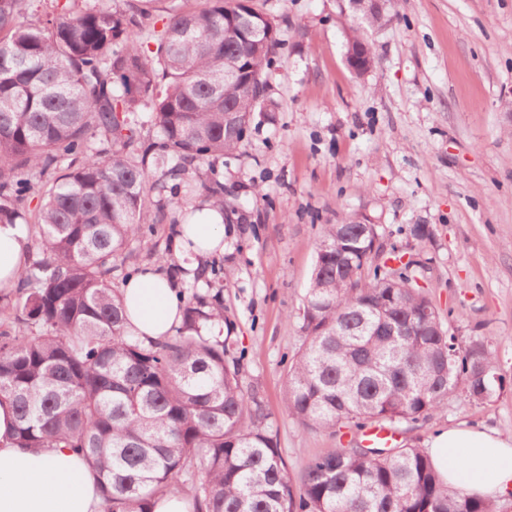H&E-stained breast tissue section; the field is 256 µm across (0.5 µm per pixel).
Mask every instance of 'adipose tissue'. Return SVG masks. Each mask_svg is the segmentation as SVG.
Returning <instances> with one entry per match:
<instances>
[{"mask_svg":"<svg viewBox=\"0 0 512 512\" xmlns=\"http://www.w3.org/2000/svg\"><path fill=\"white\" fill-rule=\"evenodd\" d=\"M224 245V218L186 224L173 239L183 277L198 275L200 258ZM30 241L21 224H0V290L17 288ZM175 279L140 269L122 288L128 327L144 342L169 336L183 318ZM16 415L0 404V512H102L99 480L84 456L70 448H21L11 442ZM427 452L448 486L490 500L512 493V443L494 430L451 427L439 431Z\"/></svg>","mask_w":512,"mask_h":512,"instance_id":"obj_1","label":"adipose tissue"}]
</instances>
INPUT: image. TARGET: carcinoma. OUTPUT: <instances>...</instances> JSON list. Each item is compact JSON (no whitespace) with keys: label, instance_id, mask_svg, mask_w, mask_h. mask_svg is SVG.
<instances>
[{"label":"carcinoma","instance_id":"carcinoma-1","mask_svg":"<svg viewBox=\"0 0 512 512\" xmlns=\"http://www.w3.org/2000/svg\"><path fill=\"white\" fill-rule=\"evenodd\" d=\"M161 2L51 0L41 20L29 0H0V223L31 226L40 252L0 325V404L15 410L14 443L79 450L103 512H153L166 494L193 512H505L448 491L421 448H330L294 476L218 333L219 290L182 298V324L161 341L126 330L112 272L164 218L149 193L173 191L176 207L191 175L250 144L280 45L249 0L173 7L151 29ZM235 21L257 36L228 37ZM236 64L252 80L224 79ZM200 186L224 212V182ZM35 194L40 205L23 213ZM362 230L349 216L323 227L284 410L317 431L416 425L458 391L488 400L503 381L489 339L448 335L415 287L422 261L376 262Z\"/></svg>","mask_w":512,"mask_h":512}]
</instances>
